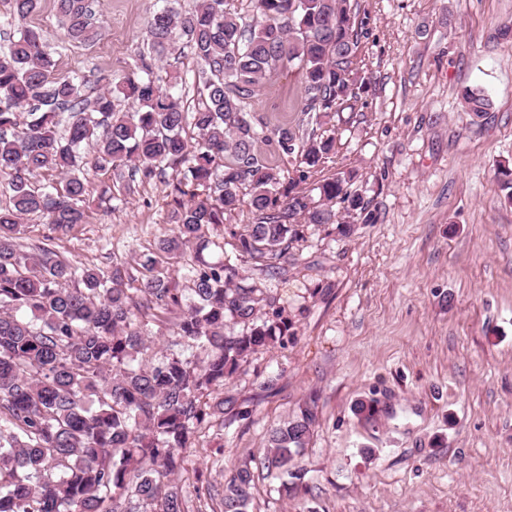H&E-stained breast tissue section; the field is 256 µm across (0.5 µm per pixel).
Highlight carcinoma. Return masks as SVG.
I'll return each mask as SVG.
<instances>
[{
	"label": "carcinoma",
	"mask_w": 512,
	"mask_h": 512,
	"mask_svg": "<svg viewBox=\"0 0 512 512\" xmlns=\"http://www.w3.org/2000/svg\"><path fill=\"white\" fill-rule=\"evenodd\" d=\"M3 26L16 35L0 50V512H185L173 477L194 466L191 440L224 399L204 401L251 353L283 343L288 312L280 298L240 273L250 262L274 277L305 224H335L364 213L351 178L299 185L335 154L333 134L268 127L253 115L259 90L283 70L304 85L301 111L320 126L355 111L367 93L359 52L368 22L351 0H196L194 9H158L148 50L110 88L55 76L48 35L27 19L39 0H10ZM68 42L100 37L88 0H54ZM182 46L194 56L195 111L181 108L155 61ZM461 97L473 119L491 109L486 92ZM271 141L279 162L257 149ZM295 163L283 181L280 164ZM110 174L117 191L169 177L171 233L137 266L109 274L78 267L44 243L17 248L19 224L38 215L63 233L85 221L95 179ZM496 177L512 201V166ZM248 206L238 229L226 217ZM235 257L202 258L172 277L169 260L192 246ZM78 280L81 288L68 282ZM186 346L139 364L148 325ZM206 354L199 357L198 352ZM318 423L315 405L271 429L261 468L292 474ZM255 475L238 466L224 482V512H252Z\"/></svg>",
	"instance_id": "cac0c4a2"
}]
</instances>
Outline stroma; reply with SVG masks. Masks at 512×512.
Segmentation results:
<instances>
[{
	"mask_svg": "<svg viewBox=\"0 0 512 512\" xmlns=\"http://www.w3.org/2000/svg\"><path fill=\"white\" fill-rule=\"evenodd\" d=\"M364 105L329 127L324 176L352 175L368 203L350 235L307 224L282 275L244 276L280 296L286 344L258 349L224 384L182 474L188 512H218L231 471L259 462L271 428L317 404L319 423L293 477L259 470L254 512H512V203L495 176L512 163V0H356ZM161 0H93L89 44L52 43L56 73L119 80ZM492 108L466 112L465 87ZM298 75L254 101L267 125L301 124ZM168 189L137 186L127 204L93 200L68 234L26 217L19 242L45 239L71 263L136 265L169 234ZM376 399L373 418L359 401Z\"/></svg>",
	"mask_w": 512,
	"mask_h": 512,
	"instance_id": "1",
	"label": "stroma"
}]
</instances>
